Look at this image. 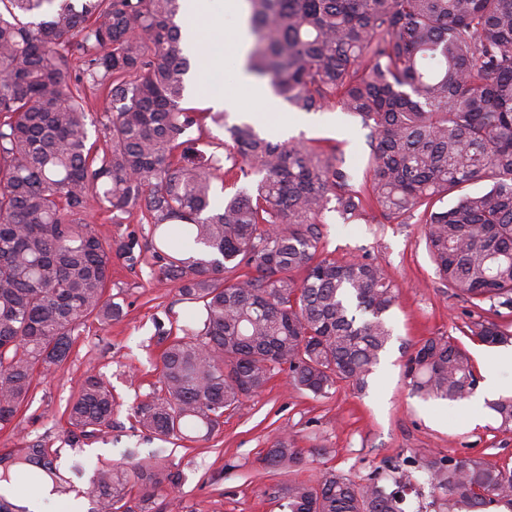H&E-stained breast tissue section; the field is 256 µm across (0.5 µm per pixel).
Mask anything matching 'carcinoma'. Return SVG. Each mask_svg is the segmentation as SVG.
<instances>
[{
	"instance_id": "cac0c4a2",
	"label": "carcinoma",
	"mask_w": 512,
	"mask_h": 512,
	"mask_svg": "<svg viewBox=\"0 0 512 512\" xmlns=\"http://www.w3.org/2000/svg\"><path fill=\"white\" fill-rule=\"evenodd\" d=\"M247 68L300 112L335 100L369 130L363 179L336 147L273 143L251 125L209 118L232 151L196 147L198 111L183 106L196 60L177 19L183 0H0V426L62 367L89 318L119 320L112 259L136 238L105 240L86 219L150 226L153 278L199 309L165 331L160 390L133 409L161 441L207 440L277 372L324 397L363 390L391 331L398 294L373 260L318 254L329 204L361 220L374 207L423 224L440 279L478 307L512 309V0H245ZM82 62L73 72L72 59ZM110 103L103 145L89 140L90 98ZM231 162L223 168L222 160ZM248 187L221 195L214 172ZM477 180L486 189L470 193ZM457 196L452 206L444 199ZM490 346L512 330L475 322ZM404 378L424 400L460 402L479 386L468 351L430 336ZM512 429V396L486 402ZM112 389L89 373L67 405L69 427L112 426ZM46 448H18L0 468L35 481ZM326 454L284 433L262 464L293 473ZM180 474L159 459L96 470L94 512H180ZM429 501L410 499L415 486ZM280 512H512V467L482 456H405L355 480L327 467L268 487Z\"/></svg>"
}]
</instances>
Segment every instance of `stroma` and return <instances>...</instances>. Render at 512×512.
I'll return each mask as SVG.
<instances>
[{
	"label": "stroma",
	"mask_w": 512,
	"mask_h": 512,
	"mask_svg": "<svg viewBox=\"0 0 512 512\" xmlns=\"http://www.w3.org/2000/svg\"><path fill=\"white\" fill-rule=\"evenodd\" d=\"M195 40L222 44L217 62L197 71L186 106L217 111L218 99L207 88L210 72L223 71L234 81L236 23L225 14L224 0H212V10L195 20ZM248 119L260 134L275 142L301 140L329 148L338 146L347 167L359 168L370 152L359 119L331 104L310 112L306 124H295L286 102L268 109L257 93L245 98ZM319 249L336 259L368 258L379 263L399 292L389 314L392 340L368 377L364 391L339 382L331 394L316 398L289 385L277 374L269 386L244 407L225 414L224 424L210 440L160 443L134 429L131 408L159 386L158 356L169 322L190 309L176 288L151 278V256L135 269L112 267V290L124 302L123 318L103 325L88 320L64 367L38 376L32 401L7 428L0 430V455L38 442L51 450L52 467L70 484V493L46 504L47 512H64L68 497L93 501L86 495L96 468L151 458L162 450L166 463L181 474L178 496L186 512H279L264 490L281 474L264 469L260 452L281 433H290L297 447L322 448L326 454L300 471V478L333 467L355 479L366 478L382 461L397 455L434 451L464 457L480 455L512 466V431H502L486 406L465 402L422 401L412 397L403 378L405 353L422 338L450 336L469 352L475 369H482L484 345L463 334V324L483 320L488 308H475L443 285L436 276L423 242V226L411 219L383 224L375 216L348 221L327 211L320 226ZM101 373L115 397L112 427L98 439H73L61 418L67 401L89 371Z\"/></svg>",
	"instance_id": "1"
}]
</instances>
